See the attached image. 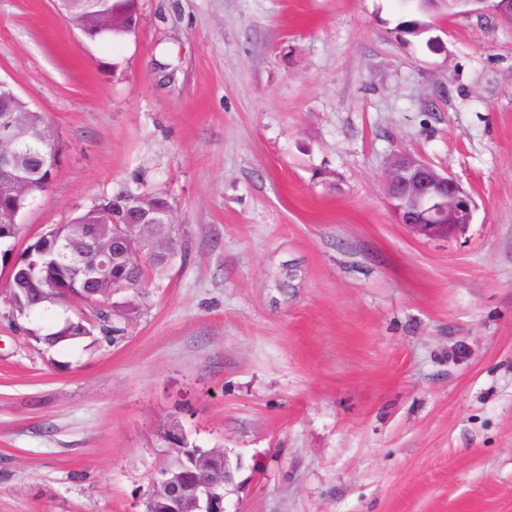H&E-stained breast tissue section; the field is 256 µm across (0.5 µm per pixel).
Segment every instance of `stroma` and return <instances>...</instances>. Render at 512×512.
I'll return each instance as SVG.
<instances>
[{
	"instance_id": "obj_1",
	"label": "stroma",
	"mask_w": 512,
	"mask_h": 512,
	"mask_svg": "<svg viewBox=\"0 0 512 512\" xmlns=\"http://www.w3.org/2000/svg\"><path fill=\"white\" fill-rule=\"evenodd\" d=\"M0 79L62 147L0 252L138 177L184 246L124 332L52 348L0 261V512H141L172 431L240 461L232 512H512L511 26L138 0L105 44L0 0ZM399 151L472 195L464 233L397 222Z\"/></svg>"
}]
</instances>
